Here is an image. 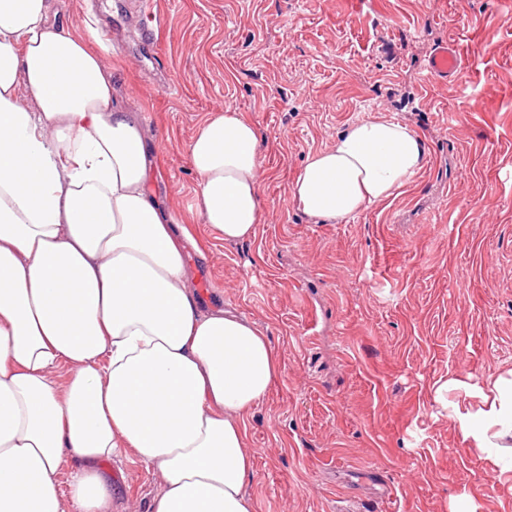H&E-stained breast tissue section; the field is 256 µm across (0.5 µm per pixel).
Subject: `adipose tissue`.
<instances>
[{
  "label": "adipose tissue",
  "instance_id": "adipose-tissue-1",
  "mask_svg": "<svg viewBox=\"0 0 512 512\" xmlns=\"http://www.w3.org/2000/svg\"><path fill=\"white\" fill-rule=\"evenodd\" d=\"M50 12L0 0V512H110L105 465L127 453L160 483L145 512H256L246 420L279 358L253 320L200 303L191 237L148 190L139 122L112 104L107 47ZM187 156L204 223L227 242L255 237V125L211 113ZM425 161L408 124L356 121L308 156L291 199L341 222ZM466 395L481 406L458 413L463 440L512 474V370Z\"/></svg>",
  "mask_w": 512,
  "mask_h": 512
}]
</instances>
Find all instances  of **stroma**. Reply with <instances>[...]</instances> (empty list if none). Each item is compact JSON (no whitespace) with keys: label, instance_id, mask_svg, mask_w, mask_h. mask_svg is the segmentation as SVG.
<instances>
[{"label":"stroma","instance_id":"obj_1","mask_svg":"<svg viewBox=\"0 0 512 512\" xmlns=\"http://www.w3.org/2000/svg\"><path fill=\"white\" fill-rule=\"evenodd\" d=\"M54 0L50 18L117 42V107L145 131L158 202L202 245L205 307L264 331L280 373L248 419L257 512H448L461 488L482 512L512 490L465 450L462 384L512 370V0ZM474 45L461 79L425 58ZM231 108L262 143L263 219L227 243L193 209L187 145ZM411 124L423 170L399 195L340 223L290 199L307 157L358 120ZM444 395H436L441 384ZM112 512L159 489L135 458L108 465ZM462 51L453 41L443 42L435 47L429 54L425 70L428 79L448 80L460 69Z\"/></svg>","mask_w":512,"mask_h":512}]
</instances>
